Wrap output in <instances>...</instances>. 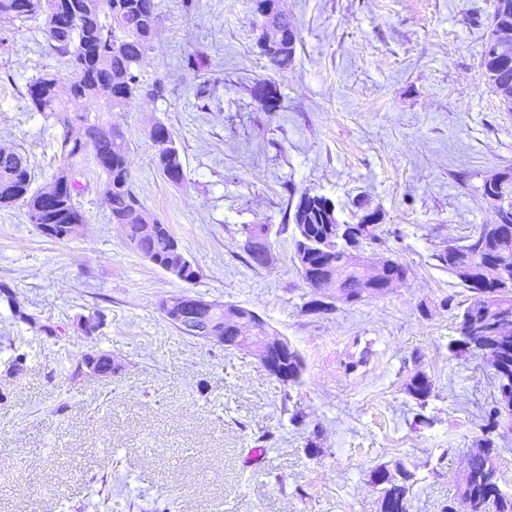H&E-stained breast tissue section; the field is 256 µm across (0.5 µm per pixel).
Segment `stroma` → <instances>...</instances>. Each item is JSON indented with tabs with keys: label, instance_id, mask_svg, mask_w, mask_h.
<instances>
[{
	"label": "stroma",
	"instance_id": "obj_1",
	"mask_svg": "<svg viewBox=\"0 0 512 512\" xmlns=\"http://www.w3.org/2000/svg\"><path fill=\"white\" fill-rule=\"evenodd\" d=\"M157 3L142 78L166 93L108 118L130 140L140 198L203 277L187 286L126 246L93 162L80 237L0 209V512H378L372 472L398 463L413 474L409 512H441L496 394L486 357L448 355L457 322L441 301L468 293L433 258L494 223L482 184L512 170V112L481 67L495 0H281L299 33L284 70L260 53L254 0H198L191 15ZM199 53L200 73L186 64ZM46 70L70 77L44 27L1 17L0 146L27 155L38 187L63 161L12 78ZM264 80L276 111L251 93ZM158 121L182 147L181 184L152 162ZM305 190L350 224L360 205L379 211L406 283L305 312L313 293L282 227L289 192ZM243 224L270 225L267 267L245 264ZM187 292L255 311L301 354L300 384L283 392L248 351L175 330L159 304ZM95 312L85 335L79 319ZM17 350L25 366L6 376ZM89 351L120 371L75 374ZM418 370L434 382L423 407L405 389ZM420 412L430 426L414 427Z\"/></svg>",
	"mask_w": 512,
	"mask_h": 512
}]
</instances>
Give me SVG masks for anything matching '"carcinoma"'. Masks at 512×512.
Here are the masks:
<instances>
[{"label": "carcinoma", "mask_w": 512, "mask_h": 512, "mask_svg": "<svg viewBox=\"0 0 512 512\" xmlns=\"http://www.w3.org/2000/svg\"><path fill=\"white\" fill-rule=\"evenodd\" d=\"M502 2H496L491 27L512 28V9L503 7ZM255 3L259 31L263 33L271 26L281 34L283 44H288V30L294 24L281 9L280 0ZM0 15L23 23L43 19L53 50L70 72L64 97L60 94L61 79L53 73L28 78L23 84L28 110L61 130L57 142L64 166L51 182L54 199H49L47 189L33 188L25 154L0 148V208L21 204L29 223L40 233L57 240L72 239L69 226L86 224L78 202L81 182L75 177L73 165L91 155L104 176L112 223L124 226L129 248L178 280L196 284L201 278L199 266L187 255L172 226L149 212L134 191L127 134L102 116L143 95L163 96L161 82L145 85L140 80V68L160 24L155 0H0ZM482 68L489 88L496 84L512 86V60L498 55L489 42ZM252 94L266 110L276 108L277 91L272 83L256 84ZM149 137L156 149V169L168 182L181 183L185 171L177 136L166 124L157 122ZM289 205L286 218L294 224V255L302 281L314 291L337 289L342 303L359 301L368 284L362 272L353 268L346 245L336 240V203L324 195L303 191ZM367 213L362 210L358 218L362 244L381 246L384 241L380 227L363 225ZM266 229L265 224H243L239 229L244 261L252 269L266 266L252 246ZM433 257L437 267L455 276L469 292L468 303L456 305L457 323L491 329L482 294L496 293L497 326L507 331L490 340L459 328L458 337L448 342V353L455 358L493 349L506 354V359L494 368L497 394L484 414L482 437L477 443L480 451L472 454L469 472L456 495L443 506V512H512V492L501 488L493 466L496 439L505 421L502 402L512 397V244L503 247L484 224L467 236L460 248L447 247ZM277 364L275 379L283 387L300 383L304 362L297 350H288L277 358ZM406 389L424 406L432 396L434 383L426 372L418 370ZM373 479L381 486L380 500L388 503L390 512H408L410 472L402 467L392 472L380 465L373 470Z\"/></svg>", "instance_id": "cac0c4a2"}]
</instances>
